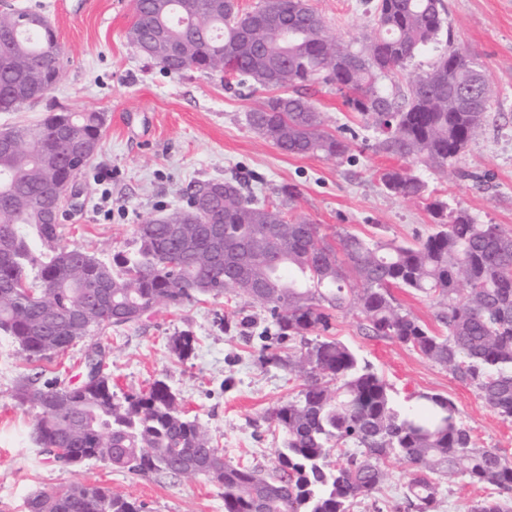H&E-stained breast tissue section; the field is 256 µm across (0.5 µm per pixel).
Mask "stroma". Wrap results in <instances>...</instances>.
Masks as SVG:
<instances>
[{
	"instance_id": "35a3bbf8",
	"label": "stroma",
	"mask_w": 512,
	"mask_h": 512,
	"mask_svg": "<svg viewBox=\"0 0 512 512\" xmlns=\"http://www.w3.org/2000/svg\"><path fill=\"white\" fill-rule=\"evenodd\" d=\"M306 2L344 42L360 43L372 30L363 0ZM443 3L450 38L415 57L395 83L407 91V72L427 71L451 45L483 69L496 91L491 118L462 154L457 174L430 186L449 209H465L480 224L512 228V0ZM9 7H32L48 17L62 49V69L42 99L0 112V129L36 124L61 109L107 116L100 151L74 178L77 198L62 210L67 244L111 260L134 249L137 224L182 205L189 187L231 176L273 201L279 189L294 188L293 215L328 234L342 229L412 243L433 229L428 200H403L382 190L379 173L397 161L376 150V132L363 127L335 88L319 89L315 99L329 127L358 129L354 161L286 154L246 122L264 91L243 98L226 81L202 71L166 72L128 41L133 0H0V11ZM103 172L109 175L104 182L98 179ZM245 317L266 324L265 312L238 298L204 297L96 340L105 348L116 394L164 380L226 459L269 468L281 437L265 416L295 396L300 385L282 370L261 366L259 341L238 325ZM184 331L194 333L197 347L191 358L180 360L169 343ZM330 335L368 362L390 384L396 400L422 392L448 396L477 446L494 447L512 461V421L447 369L402 344L366 336L353 313L337 318ZM29 369L17 345L0 336V512H27L31 495L68 483L109 487L144 504L146 512H224L223 488L202 476L170 483L118 472L101 461L63 468L44 459L31 440L35 414L14 397L18 379ZM386 469L389 477L376 498L351 512H398L407 466L393 457Z\"/></svg>"
}]
</instances>
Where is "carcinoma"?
Segmentation results:
<instances>
[{
    "mask_svg": "<svg viewBox=\"0 0 512 512\" xmlns=\"http://www.w3.org/2000/svg\"><path fill=\"white\" fill-rule=\"evenodd\" d=\"M371 34L358 50L328 34L306 0L263 2L231 12L221 0H135L126 37L167 72L197 69L238 77L251 91L271 92L248 112L249 125L282 152L352 160L357 133L332 131L312 100L315 86L334 85L364 126L380 130L377 147L403 164L379 174L384 191L414 200L428 195L422 172L448 177L485 127L495 91L482 79L470 105L472 61L459 48L440 54L423 75L408 77L409 95L389 82L416 56L432 49L446 24L443 0H366ZM36 10H18V22L0 33V112L44 97L60 69L45 67L56 37ZM100 112L49 113L38 125L4 129L18 144L0 149V335L26 360L64 354L84 339L138 324L161 308L199 296L232 295L262 308L280 343L301 344L288 355L261 348L264 365L303 381L300 392L269 410L281 434L270 469L233 463L207 430L189 417L163 380L117 398L112 376L81 377L57 388L43 373L23 375L18 402L36 414L32 439L41 453L70 448L74 465L103 461L112 469L156 480L212 476L224 487V512H350L387 479L384 462L408 464L404 512H436L438 480L464 477L494 493L468 512H512V462L476 445L452 400L437 393L409 395L397 405L390 385L345 344L323 336L337 314L351 312L365 334L388 339L448 369L474 388L503 419H512V230L478 224L466 211L412 244L327 234L286 211L295 194L283 188L279 204L265 203L236 178L186 191V205L135 226L136 250L107 262L63 242L44 202L60 199L77 173L56 158L57 134L71 145L101 146ZM223 232L210 236L207 225ZM251 245L253 279L263 296L229 282L224 234ZM280 257L300 280L288 282L272 265ZM412 290L438 306L434 331L402 308L394 289ZM197 337L183 331L170 349L180 360ZM346 451L331 463L334 449ZM28 512H142L144 506L98 484L76 483L35 495Z\"/></svg>",
    "mask_w": 512,
    "mask_h": 512,
    "instance_id": "cac0c4a2",
    "label": "carcinoma"
}]
</instances>
